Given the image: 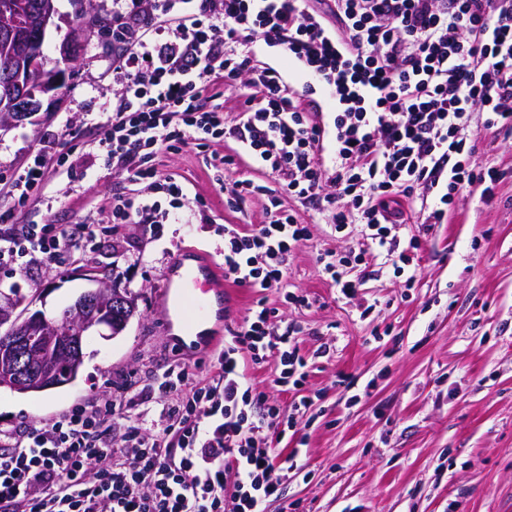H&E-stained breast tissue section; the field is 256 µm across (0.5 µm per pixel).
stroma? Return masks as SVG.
Instances as JSON below:
<instances>
[{"mask_svg":"<svg viewBox=\"0 0 512 512\" xmlns=\"http://www.w3.org/2000/svg\"><path fill=\"white\" fill-rule=\"evenodd\" d=\"M61 20L43 45L48 60L65 42L78 61L66 73L62 96L40 112L0 126V173L24 167L33 150L64 124L80 128L83 142L71 156L69 176L57 179L39 203L13 208L0 190V212L17 224H56L70 233L93 227L91 237L67 248L64 266L39 261L0 264V293L13 294L19 310L56 315L90 284L82 277L95 266L119 278L139 314L112 339L91 332L83 339L78 379L39 393L0 389V429L33 424L72 404L109 392L128 400L135 385L149 382L167 365L182 364L207 381L218 346L186 344L168 335L155 293L173 257L205 253L223 263V225L253 228L266 220L264 200L228 208L223 184L213 182L214 164L231 152L226 138L201 149L159 151L151 160L159 175L184 180L192 198L176 224L112 221V196L143 193L125 170L92 155L102 130L92 115L111 108L113 69L128 51L113 42L112 0H91L99 26L77 30L76 0H55ZM478 166L506 170L493 198L466 191L413 251L416 282L390 268L357 266L348 275L363 286L357 297L340 298L320 262L325 251L355 247L362 227L349 225L336 237L312 205L285 200L308 224L310 236L285 258L281 288L224 282V323L240 326L259 299L274 308L272 327H296V345L308 362L301 386L275 384L276 360L247 364L251 384L270 402L290 410L309 396L306 427L273 442L295 467L265 512H512V135L492 133L473 117ZM307 305L290 302V295Z\"/></svg>","mask_w":512,"mask_h":512,"instance_id":"1","label":"stroma"}]
</instances>
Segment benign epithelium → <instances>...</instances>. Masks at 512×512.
Segmentation results:
<instances>
[{
  "instance_id": "obj_1",
  "label": "benign epithelium",
  "mask_w": 512,
  "mask_h": 512,
  "mask_svg": "<svg viewBox=\"0 0 512 512\" xmlns=\"http://www.w3.org/2000/svg\"><path fill=\"white\" fill-rule=\"evenodd\" d=\"M56 9L45 4L26 14L12 11L9 0L0 3V17L10 20L9 35L22 48L24 63L19 70L4 66L0 82V110L10 112V118H21L32 110L13 108L16 90L33 99L62 88L66 72L61 68L45 69L43 43L47 31L54 25ZM135 299L119 285H106L88 290L72 304L62 322L48 320L34 312L23 320H12L9 310L0 307V325L11 322L12 338L0 346V357L6 356V367L0 368V387L12 391H47L55 388L54 370L49 361L63 353L67 365L78 371L82 361L83 336L92 329H105L108 336L120 335L130 320L137 316Z\"/></svg>"
}]
</instances>
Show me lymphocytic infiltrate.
Masks as SVG:
<instances>
[{
  "label": "lymphocytic infiltrate",
  "mask_w": 512,
  "mask_h": 512,
  "mask_svg": "<svg viewBox=\"0 0 512 512\" xmlns=\"http://www.w3.org/2000/svg\"><path fill=\"white\" fill-rule=\"evenodd\" d=\"M128 11L112 0V38L132 52L116 71V103L101 113L93 144L104 165H121L148 191L112 204V218L170 223L189 206L184 184L158 175L150 158L176 145L200 148L232 135L235 153L273 181L235 180L227 205L266 197L267 220L224 227V276L269 290L286 274L284 257L309 237L282 198L327 204L331 228L363 227L351 258L327 252L323 270L342 298L359 279L347 260L385 258L416 274L410 253L421 235L444 223L448 207L478 186L494 197L502 171L473 164L465 133L472 113L485 130L512 131V0H139ZM286 63L258 60V46ZM240 81L251 92L234 124L207 94L211 84ZM65 155L40 147L7 183L21 202L37 201L64 174ZM420 195V236L400 245V200ZM67 234L54 224L10 223L0 215V260L37 256L59 265ZM258 303L227 328L212 378L197 383L176 365L144 385L141 402L162 401L146 431L112 399L75 404L18 431L0 432V512H265L288 478L269 430L296 431L310 401L289 412L254 392L244 359L275 354L279 383L307 365L290 333L270 325Z\"/></svg>",
  "instance_id": "obj_1"
}]
</instances>
